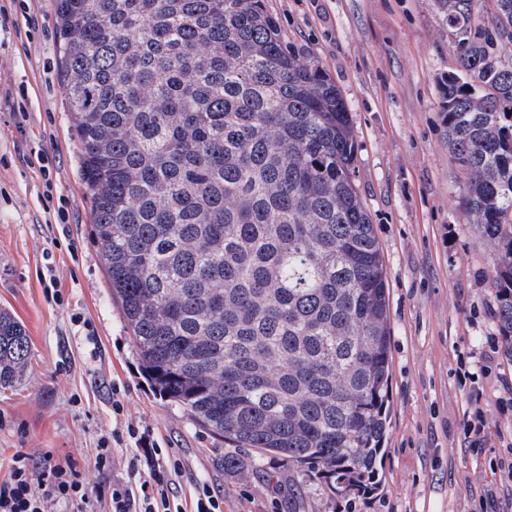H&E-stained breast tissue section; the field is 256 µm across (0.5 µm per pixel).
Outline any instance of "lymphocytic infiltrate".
Masks as SVG:
<instances>
[{"label": "lymphocytic infiltrate", "instance_id": "1", "mask_svg": "<svg viewBox=\"0 0 512 512\" xmlns=\"http://www.w3.org/2000/svg\"><path fill=\"white\" fill-rule=\"evenodd\" d=\"M130 443L126 476L104 486L86 481L73 463L15 454L8 474L0 479V512H52L59 501L75 503L77 512H224L223 497L207 485L194 486L190 505L174 501L182 463L149 427L130 422L102 436L89 462L103 476L115 466V450Z\"/></svg>", "mask_w": 512, "mask_h": 512}]
</instances>
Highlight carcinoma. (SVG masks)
Instances as JSON below:
<instances>
[{"mask_svg":"<svg viewBox=\"0 0 512 512\" xmlns=\"http://www.w3.org/2000/svg\"><path fill=\"white\" fill-rule=\"evenodd\" d=\"M455 36L451 158L494 249L512 358V0H433ZM93 234L146 379L213 434L337 493L386 433V268L353 179L345 101L263 0H56ZM0 311V387L26 371Z\"/></svg>","mask_w":512,"mask_h":512,"instance_id":"1","label":"carcinoma"}]
</instances>
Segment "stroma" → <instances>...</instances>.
Instances as JSON below:
<instances>
[{
	"label": "stroma",
	"mask_w": 512,
	"mask_h": 512,
	"mask_svg": "<svg viewBox=\"0 0 512 512\" xmlns=\"http://www.w3.org/2000/svg\"><path fill=\"white\" fill-rule=\"evenodd\" d=\"M264 3L341 91L353 177L387 268V431L374 484L333 494L286 459L211 435L144 377L92 234L55 0H27L29 35L0 28V308L30 342L23 379L0 387V475L19 452L87 473L112 430L117 384L128 417L182 462V490L208 484L224 512H512V360L495 318L493 251L471 222L442 106L455 40L433 0ZM62 197L66 224L53 218ZM228 456L237 467H225Z\"/></svg>",
	"instance_id": "35a3bbf8"
}]
</instances>
